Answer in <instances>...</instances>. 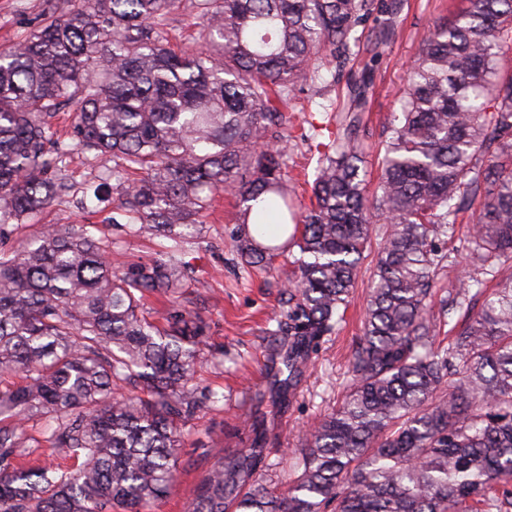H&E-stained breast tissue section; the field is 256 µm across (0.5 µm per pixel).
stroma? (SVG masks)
Masks as SVG:
<instances>
[{
  "label": "stroma",
  "mask_w": 512,
  "mask_h": 512,
  "mask_svg": "<svg viewBox=\"0 0 512 512\" xmlns=\"http://www.w3.org/2000/svg\"><path fill=\"white\" fill-rule=\"evenodd\" d=\"M464 5L465 0H403L397 16L398 34L377 65L369 63L370 41L375 37L369 26L353 49L344 83L319 94L306 87L291 114L293 130L285 156L291 176L288 188L294 197L305 203L310 196L305 176L312 173L318 157L311 122H325L329 111L342 108L348 82L362 78L373 87L359 128L362 169L369 183L377 184L385 126L404 94L407 71L418 57L421 38L434 20L456 13ZM42 18L43 0H0V49L32 32ZM105 218L100 212L92 220L112 242L111 261L128 266L171 245L167 239L126 235ZM238 219L232 196L217 194L196 243L180 254L190 269V279L178 309L186 316H200L207 325L194 382L200 391L214 390L223 398L184 424L177 479L168 495L146 506L144 512H187L196 486L213 463L236 449L250 447L253 434L248 423L256 416L263 419L273 438L256 474L277 490H285L288 478L297 472L306 436L324 414L340 404L350 385L349 359L363 331L375 252H367L361 264L343 321L332 335L319 341L309 369L282 403L274 385L281 356L273 332L285 307L284 286L294 267L285 254L263 270L237 265L229 243Z\"/></svg>",
  "instance_id": "1"
}]
</instances>
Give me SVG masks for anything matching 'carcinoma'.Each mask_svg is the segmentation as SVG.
<instances>
[{"instance_id":"1","label":"carcinoma","mask_w":512,"mask_h":512,"mask_svg":"<svg viewBox=\"0 0 512 512\" xmlns=\"http://www.w3.org/2000/svg\"><path fill=\"white\" fill-rule=\"evenodd\" d=\"M36 30L0 50V227L21 224L72 186L70 147L49 118L73 107L77 145L117 161L112 223L175 246L200 234L234 192L231 250L264 267L298 248L288 309L273 335L291 388L343 316L374 225L385 224L352 384L275 493L255 476L267 441L217 461L189 512H512V0H468L428 29L392 114L377 190L368 194L353 131L366 84L349 85L325 138L309 206L288 194L281 144L288 102L336 83L355 33L396 35L401 0H188L197 50L162 33L183 0H57ZM465 242L502 275L477 310L471 278L435 297L436 269L466 213ZM279 222L263 244L249 224ZM187 280L171 252L127 267L92 224H50L0 250V512H142L168 493L181 425L205 406L190 386L206 324L179 311L148 320L145 294ZM458 312L448 346L438 319ZM21 375L22 383L6 381ZM79 464H19L27 422Z\"/></svg>"}]
</instances>
